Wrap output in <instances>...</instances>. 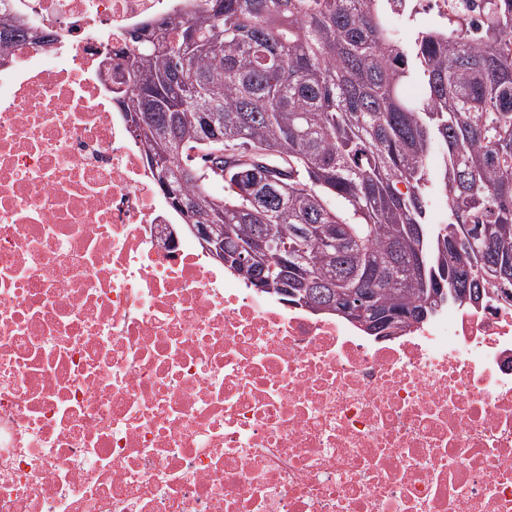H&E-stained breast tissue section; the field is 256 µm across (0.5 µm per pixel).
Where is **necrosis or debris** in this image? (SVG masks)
<instances>
[{"instance_id":"obj_1","label":"necrosis or debris","mask_w":512,"mask_h":512,"mask_svg":"<svg viewBox=\"0 0 512 512\" xmlns=\"http://www.w3.org/2000/svg\"><path fill=\"white\" fill-rule=\"evenodd\" d=\"M200 0H0V512H512V306L402 335L232 282L99 62ZM28 38L18 18L0 16V65H4L12 57L11 50L15 45L27 41Z\"/></svg>"}]
</instances>
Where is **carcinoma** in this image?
<instances>
[{"instance_id":"cac0c4a2","label":"carcinoma","mask_w":512,"mask_h":512,"mask_svg":"<svg viewBox=\"0 0 512 512\" xmlns=\"http://www.w3.org/2000/svg\"><path fill=\"white\" fill-rule=\"evenodd\" d=\"M484 5L475 40L451 18L420 25L409 0H203L193 20L129 33L133 83L110 95L144 116L132 134L180 223L232 225L230 250L273 234L305 252L271 257L287 303L319 282L325 301L420 323L464 304L468 276L512 302V0ZM26 40L0 16V65ZM257 148L288 157L273 192L246 164ZM437 197L444 224L428 219Z\"/></svg>"}]
</instances>
